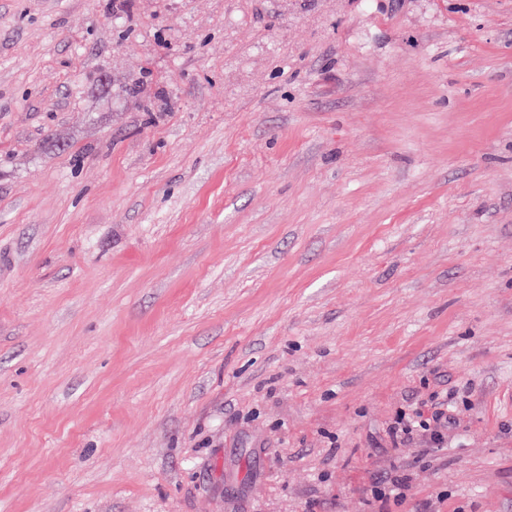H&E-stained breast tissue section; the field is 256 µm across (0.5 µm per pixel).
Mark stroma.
Returning <instances> with one entry per match:
<instances>
[{
	"label": "stroma",
	"mask_w": 512,
	"mask_h": 512,
	"mask_svg": "<svg viewBox=\"0 0 512 512\" xmlns=\"http://www.w3.org/2000/svg\"><path fill=\"white\" fill-rule=\"evenodd\" d=\"M426 501L512 512V0H0V512ZM435 396L416 403L412 418H400L389 429L388 435L395 448L414 443L425 448H438L448 439V394L446 400Z\"/></svg>",
	"instance_id": "35a3bbf8"
}]
</instances>
